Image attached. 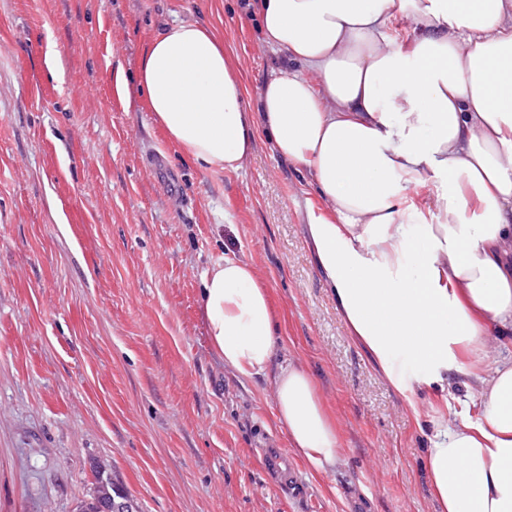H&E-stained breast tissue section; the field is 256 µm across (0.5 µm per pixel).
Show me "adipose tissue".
<instances>
[{"instance_id": "adipose-tissue-1", "label": "adipose tissue", "mask_w": 512, "mask_h": 512, "mask_svg": "<svg viewBox=\"0 0 512 512\" xmlns=\"http://www.w3.org/2000/svg\"><path fill=\"white\" fill-rule=\"evenodd\" d=\"M283 54L250 109L209 27L178 21L138 68L155 121L206 171H235L265 136L302 165L318 268L351 336L409 410L461 385L482 408L426 450L440 512H512V0H256ZM408 40L388 32L393 18ZM434 194L410 202L411 190ZM436 213V222L426 219ZM211 348L271 376L291 448L317 472L342 460L336 420L304 365L277 363L278 316L256 267L227 258L201 290Z\"/></svg>"}]
</instances>
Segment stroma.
Wrapping results in <instances>:
<instances>
[{
    "label": "stroma",
    "mask_w": 512,
    "mask_h": 512,
    "mask_svg": "<svg viewBox=\"0 0 512 512\" xmlns=\"http://www.w3.org/2000/svg\"><path fill=\"white\" fill-rule=\"evenodd\" d=\"M175 20L217 31L256 105L282 55L250 0H0V512H74L97 461L140 512H437L417 417H476L479 395L406 407L315 263L306 172L266 137L224 172L165 138L137 72ZM226 257L258 268L277 361L316 373L340 425L336 470L289 451L286 491L259 455L288 445L270 380L241 379L207 340L202 281Z\"/></svg>",
    "instance_id": "1"
}]
</instances>
